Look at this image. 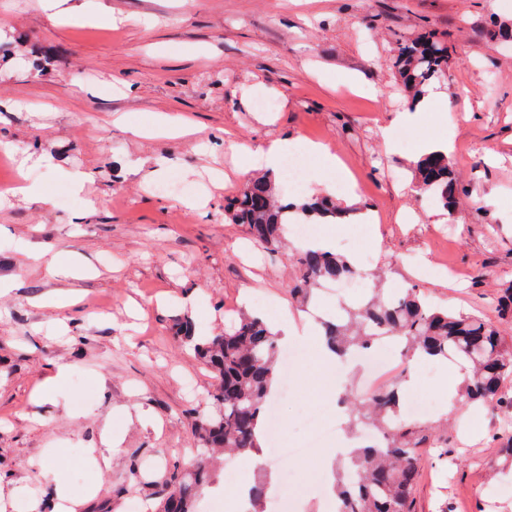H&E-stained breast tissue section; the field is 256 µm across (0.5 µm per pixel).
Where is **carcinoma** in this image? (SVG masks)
I'll use <instances>...</instances> for the list:
<instances>
[{
    "mask_svg": "<svg viewBox=\"0 0 512 512\" xmlns=\"http://www.w3.org/2000/svg\"><path fill=\"white\" fill-rule=\"evenodd\" d=\"M452 46L430 33L407 38L394 62L401 87L414 100L448 68ZM419 189L450 210L457 179L442 153L428 154L416 165ZM225 216L247 226L255 243L277 252L288 224H334L347 210L328 197L281 202L275 181L251 179L225 206ZM299 274L293 291L308 302L322 282L344 283L358 275L348 259L306 246L296 250ZM178 337L214 374L211 398L216 410L196 419V455L176 469L157 492V512H195L200 490L210 482V467L220 453L245 454L257 448L275 376L278 343L258 316L241 312L222 334L198 336L187 314L176 319ZM326 344L342 356L371 349L395 338L412 355L451 357L469 369L458 389L459 401L512 410V336L483 316L460 315L427 302L417 288L393 296L375 288L357 305H345L336 319L323 323ZM401 396L387 386L367 399L346 403L352 430L362 433L347 458L340 460L334 484L338 512H414L412 492L424 458L447 459L448 440L425 422L400 415Z\"/></svg>",
    "mask_w": 512,
    "mask_h": 512,
    "instance_id": "cac0c4a2",
    "label": "carcinoma"
}]
</instances>
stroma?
Instances as JSON below:
<instances>
[{
    "instance_id": "1",
    "label": "stroma",
    "mask_w": 512,
    "mask_h": 512,
    "mask_svg": "<svg viewBox=\"0 0 512 512\" xmlns=\"http://www.w3.org/2000/svg\"><path fill=\"white\" fill-rule=\"evenodd\" d=\"M59 2L118 23L63 24L43 0H0V34L18 38L0 64V183L22 176L45 198L0 204V280L13 284L0 295V512H55L61 484L75 512H151L165 475L194 458L196 415L211 410L215 379L175 333L184 311L202 335L223 333L234 307L287 326L300 352L279 405L291 439L320 402L364 394L363 362L328 374L319 364L320 322L351 294L326 284L303 304L292 249L268 252L226 218L253 175L232 143L277 138L298 155L302 141L328 145L337 165L311 156L304 195H331L349 215L315 236L358 254L364 281L382 273L384 288L418 286L512 334L489 305L512 286V56L493 35L512 24V0ZM431 30L453 48L433 83L445 104L396 124L412 106L391 69L397 41ZM35 48L48 52L39 72L24 67ZM164 116L188 118L196 134L135 136ZM385 127L406 144L385 142ZM436 136L448 137L459 181L450 211L414 188L418 145ZM75 169L87 176L80 194L65 177ZM169 182L182 192L158 193ZM200 196L206 206L192 207ZM54 291L74 304L42 306ZM386 350L414 378L412 396L446 402L444 373L402 345ZM62 365L66 379L50 386ZM470 414L471 431L450 422L447 460L423 463L415 512H512L500 417ZM107 424L121 444L104 458ZM321 458L263 455L250 472L224 461L196 510L245 481L268 486L272 512H326Z\"/></svg>"
}]
</instances>
